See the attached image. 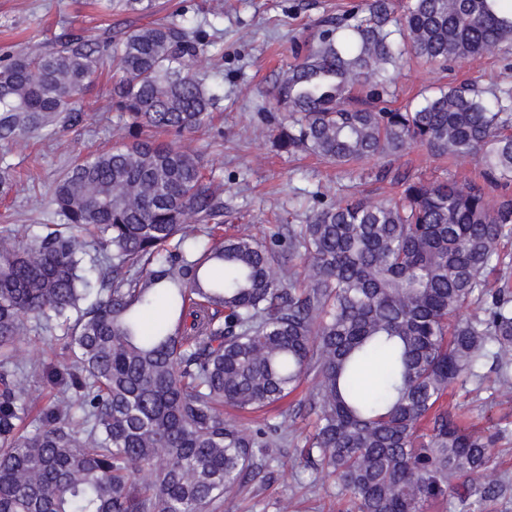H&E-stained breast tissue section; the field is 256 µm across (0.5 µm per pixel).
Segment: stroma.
<instances>
[{
	"label": "stroma",
	"instance_id": "obj_1",
	"mask_svg": "<svg viewBox=\"0 0 512 512\" xmlns=\"http://www.w3.org/2000/svg\"><path fill=\"white\" fill-rule=\"evenodd\" d=\"M359 0H157L158 16L186 7L191 20H208L210 47L200 69L210 71L217 97L213 133H195L183 144L196 152L205 172L224 198V230L229 234L263 236L280 224H304L315 198L329 201L360 196L373 202L395 197L399 184L380 178L391 169L410 178L480 179L477 158L438 157L417 146L399 157H372L336 166L317 157L284 152L276 146L272 125L262 115L272 106L264 96L275 79L316 43L325 20L344 17ZM146 17L102 15L93 0H0V46L33 44L65 27L113 34L146 24ZM481 77L483 88H512V41L497 54L478 56L462 65L439 70L411 58L395 73L397 109L418 103L438 88ZM112 69L99 71L83 99L85 120L75 130L55 131L26 141L0 143V156L13 167L14 186L0 195V231L24 227L40 230L49 210L51 191L61 173L80 154L108 149L123 142L125 130L118 113L109 109L107 91ZM63 328L31 332L23 341L21 361L38 359L45 377L31 380L37 407H44L62 388L68 366L62 356ZM455 401L467 421L487 435L505 430L495 450L502 465L486 472L484 482L512 478V401L493 389L458 392ZM265 485L250 487L226 499L221 512H354L334 479L322 478L304 467L299 450L287 444L270 462Z\"/></svg>",
	"mask_w": 512,
	"mask_h": 512
}]
</instances>
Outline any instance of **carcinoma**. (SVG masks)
<instances>
[{
	"instance_id": "1",
	"label": "carcinoma",
	"mask_w": 512,
	"mask_h": 512,
	"mask_svg": "<svg viewBox=\"0 0 512 512\" xmlns=\"http://www.w3.org/2000/svg\"><path fill=\"white\" fill-rule=\"evenodd\" d=\"M147 15L156 0H105ZM512 0H369L322 30L269 96L288 112L276 146L336 165L425 146L478 156L482 181L395 175L394 201L318 202L305 224L259 240L223 236L224 200L181 139L210 123L196 69L209 41L176 18L114 39L70 29L0 54V142L84 121L80 92L119 74L112 110L129 141L74 161L53 223L0 234V512H216L281 455L288 421L246 426L307 377L314 417L301 453L356 512H486L496 439L438 407L457 385L512 398V90L462 84L414 108H376L404 52L428 64L493 54L512 39ZM399 35L397 42L393 35ZM148 131L173 136L157 142ZM194 225H188V221ZM307 284L296 287L293 259ZM166 300L169 321L145 315ZM65 327L68 383L30 431L15 362L31 329Z\"/></svg>"
}]
</instances>
